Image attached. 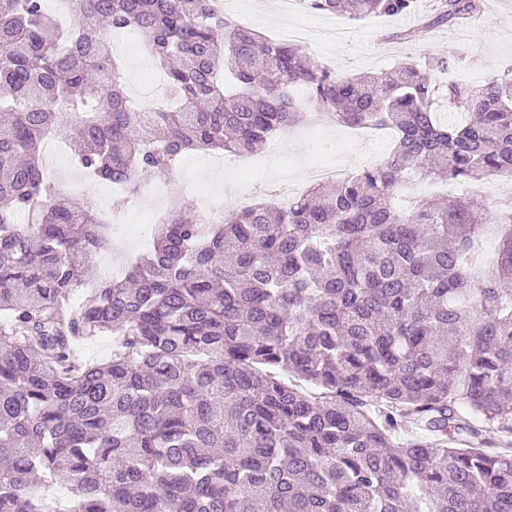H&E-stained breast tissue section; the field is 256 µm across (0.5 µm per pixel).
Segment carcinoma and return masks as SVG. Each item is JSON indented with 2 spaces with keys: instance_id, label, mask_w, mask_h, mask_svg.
I'll list each match as a JSON object with an SVG mask.
<instances>
[{
  "instance_id": "carcinoma-1",
  "label": "carcinoma",
  "mask_w": 512,
  "mask_h": 512,
  "mask_svg": "<svg viewBox=\"0 0 512 512\" xmlns=\"http://www.w3.org/2000/svg\"><path fill=\"white\" fill-rule=\"evenodd\" d=\"M483 7L439 0L408 37ZM127 30L172 107L128 96ZM461 62L341 78L216 0H75L67 26L0 0V512H57V483L65 512H512V201L394 205L412 173L512 179V72L470 86ZM297 87L338 125L394 129L388 159L218 224L181 206L125 275L96 276L111 224L47 173L62 115L86 180L134 192L190 151L257 152L302 121ZM81 271L97 287L75 303ZM108 334L109 359L75 361Z\"/></svg>"
}]
</instances>
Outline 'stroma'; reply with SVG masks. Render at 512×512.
Instances as JSON below:
<instances>
[{
	"label": "stroma",
	"mask_w": 512,
	"mask_h": 512,
	"mask_svg": "<svg viewBox=\"0 0 512 512\" xmlns=\"http://www.w3.org/2000/svg\"><path fill=\"white\" fill-rule=\"evenodd\" d=\"M435 0H421L419 14L406 17L371 16L352 21L348 18L310 9L305 0H298L297 15L307 19L317 29L326 31L325 39L304 43L303 48L315 60L328 64L341 77L390 69L401 64H417L425 57L444 53H463L465 60L460 75L467 84H474L512 70V0H485L483 13L470 18L466 27L447 23L417 41L397 39V31L420 25L425 13L430 12ZM339 29L351 31L347 46L336 42ZM123 73L133 100L142 106L155 104L154 96L141 88L145 77L156 75L155 61L143 42L123 46L119 53ZM391 138L361 140L351 135L348 128L334 123L312 124L302 122L273 138L264 150L225 164L223 170L213 166V155L193 151L185 155L169 176L140 179L141 192L180 197L192 211H199L202 198L220 195L225 208L259 198L257 189L270 181L287 178L298 191L304 190L308 165L319 160L331 161L338 175L345 176L384 160L391 149ZM47 155L54 161L49 172L55 175L57 191L66 198L81 199L96 210H107L111 195L92 190L91 186L72 184L62 178V171L71 169L64 136H56L46 145ZM504 183L491 179L480 189L451 183L435 184L417 179L406 184L401 197L434 198L443 195L469 196L479 193L488 206H496ZM154 235L153 225H133L132 209H124L121 223L111 230L114 245L123 247L125 258L144 253Z\"/></svg>",
	"instance_id": "stroma-1"
}]
</instances>
